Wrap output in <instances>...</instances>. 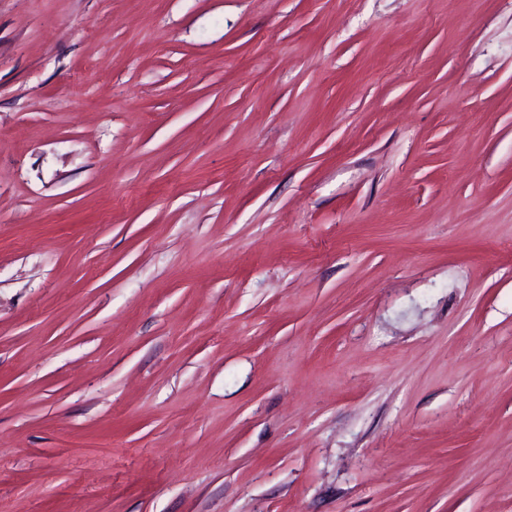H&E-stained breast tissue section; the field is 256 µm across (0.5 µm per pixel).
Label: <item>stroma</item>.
Returning a JSON list of instances; mask_svg holds the SVG:
<instances>
[{
	"label": "stroma",
	"instance_id": "obj_1",
	"mask_svg": "<svg viewBox=\"0 0 512 512\" xmlns=\"http://www.w3.org/2000/svg\"><path fill=\"white\" fill-rule=\"evenodd\" d=\"M0 512H512V0H0Z\"/></svg>",
	"mask_w": 512,
	"mask_h": 512
}]
</instances>
